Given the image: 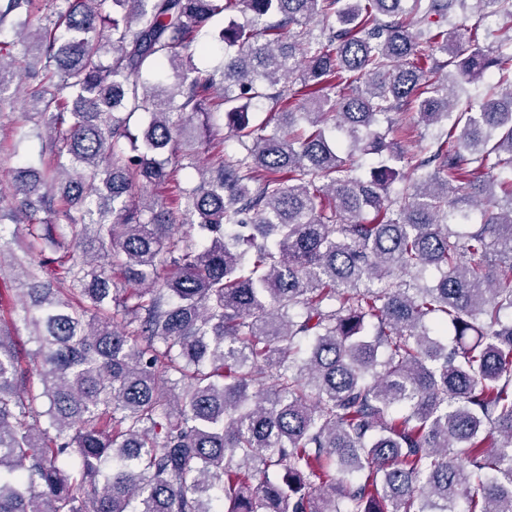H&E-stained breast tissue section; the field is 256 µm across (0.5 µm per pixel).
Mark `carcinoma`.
Listing matches in <instances>:
<instances>
[{"label":"carcinoma","instance_id":"carcinoma-1","mask_svg":"<svg viewBox=\"0 0 512 512\" xmlns=\"http://www.w3.org/2000/svg\"><path fill=\"white\" fill-rule=\"evenodd\" d=\"M488 15L512 0H0V95L25 69L50 130L0 272L64 252L23 270L36 348L0 330V512H512V28ZM220 108L241 151L201 168ZM408 111L436 130L412 155ZM185 168L178 212L139 194Z\"/></svg>","mask_w":512,"mask_h":512}]
</instances>
